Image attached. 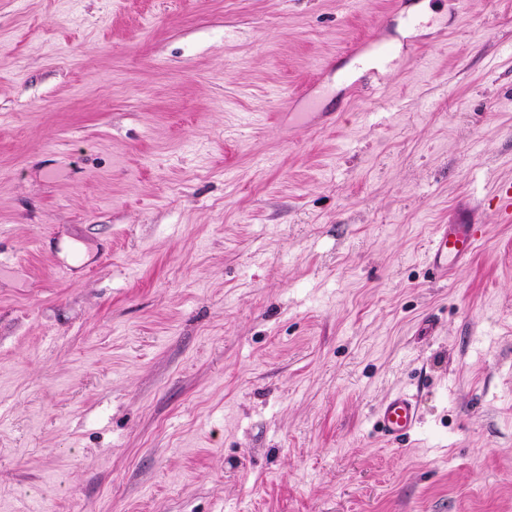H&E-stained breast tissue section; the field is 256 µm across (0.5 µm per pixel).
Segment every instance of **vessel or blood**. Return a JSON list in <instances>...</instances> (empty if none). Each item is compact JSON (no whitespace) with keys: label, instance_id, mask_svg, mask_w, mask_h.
<instances>
[{"label":"vessel or blood","instance_id":"obj_1","mask_svg":"<svg viewBox=\"0 0 512 512\" xmlns=\"http://www.w3.org/2000/svg\"><path fill=\"white\" fill-rule=\"evenodd\" d=\"M479 232V225L467 221L437 225L428 249L432 270L440 277H448L475 253L481 242ZM418 420V406L414 398L398 394L384 401L378 426L386 437L397 438L413 431Z\"/></svg>","mask_w":512,"mask_h":512}]
</instances>
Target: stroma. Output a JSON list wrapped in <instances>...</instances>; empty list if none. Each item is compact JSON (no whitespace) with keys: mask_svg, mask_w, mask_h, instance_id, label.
Here are the masks:
<instances>
[{"mask_svg":"<svg viewBox=\"0 0 512 512\" xmlns=\"http://www.w3.org/2000/svg\"><path fill=\"white\" fill-rule=\"evenodd\" d=\"M510 45L512 0H0V512H512ZM480 226L467 220L436 226L427 254L431 268L438 276L447 278L475 253L481 242ZM418 420V406L414 398L408 394H398L384 401L378 426L386 437L397 438L413 431Z\"/></svg>","mask_w":512,"mask_h":512,"instance_id":"stroma-1","label":"stroma"}]
</instances>
